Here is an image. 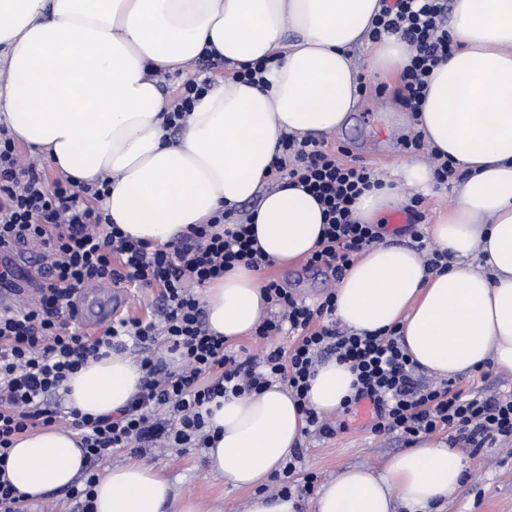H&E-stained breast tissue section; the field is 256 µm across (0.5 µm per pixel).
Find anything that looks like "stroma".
I'll return each mask as SVG.
<instances>
[{
	"instance_id": "obj_1",
	"label": "stroma",
	"mask_w": 512,
	"mask_h": 512,
	"mask_svg": "<svg viewBox=\"0 0 512 512\" xmlns=\"http://www.w3.org/2000/svg\"><path fill=\"white\" fill-rule=\"evenodd\" d=\"M360 81L366 87L360 105L351 113L349 123L332 133L335 145L347 147L351 158L369 163L379 176L386 177L398 169L403 160L423 161L424 155L404 148L405 139L415 130L413 116L403 108L397 94L402 87L399 76H380L361 70ZM384 87V97H377V87ZM453 187L437 185L434 194L423 196L415 217L399 226L398 240L412 241L413 231H427L450 205ZM268 276L287 284L293 294L306 302L320 301L334 291L337 282L324 270L306 267L304 260L271 266ZM368 406L359 407L348 417V427L330 440L304 438V454L297 462L293 481L304 474L317 473L319 482L336 478L348 465L378 467L388 457L406 449L405 440L396 435L371 434L365 427ZM154 464L170 480L176 491L195 498L201 512H244L250 492L227 484L206 466L200 448L172 449ZM471 477L463 499L446 505L444 512H512V439L499 447L470 458Z\"/></svg>"
}]
</instances>
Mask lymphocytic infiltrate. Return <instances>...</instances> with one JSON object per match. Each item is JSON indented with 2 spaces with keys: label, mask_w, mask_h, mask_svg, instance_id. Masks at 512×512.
<instances>
[{
  "label": "lymphocytic infiltrate",
  "mask_w": 512,
  "mask_h": 512,
  "mask_svg": "<svg viewBox=\"0 0 512 512\" xmlns=\"http://www.w3.org/2000/svg\"><path fill=\"white\" fill-rule=\"evenodd\" d=\"M447 11V0H382L373 20L371 40L395 35L410 48L400 95L409 112H420L428 77L451 54ZM270 174L303 186L323 207L321 239L308 266L343 278L379 241L378 225L353 216L374 172L360 161L340 160L327 137L285 136ZM108 193L105 182L78 186L67 178L48 180L46 172L19 158L14 137L0 127V247L37 246L42 269L34 296L17 297L0 310V512H24L5 464L16 438L39 426L69 423L80 432L85 458L93 464L124 448L156 454L205 448L210 403L261 391L275 379L294 394L305 433L334 438L345 423L329 422L306 405L311 377L332 356L357 376L345 412L369 404L367 427L373 434L396 432L413 442L445 428L451 445L475 454L512 436L511 396L466 395L455 380L420 379L397 329L365 336L339 329L332 294L309 305L279 280L265 279L263 294L275 312L255 330L259 347L247 355L232 350L210 333L196 290L238 265L269 267L252 225L227 209L162 248L131 239L112 223L100 206ZM96 282L156 289L159 304L149 317L123 316L99 334L86 335L72 328L69 304ZM285 331L295 335L288 348L275 341ZM128 348L146 377L142 391L123 409L94 416L65 406L61 388L70 374L89 360Z\"/></svg>",
  "instance_id": "obj_1"
}]
</instances>
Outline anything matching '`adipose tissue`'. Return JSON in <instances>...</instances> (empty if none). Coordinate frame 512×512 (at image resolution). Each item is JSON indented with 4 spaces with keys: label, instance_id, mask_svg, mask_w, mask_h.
Here are the masks:
<instances>
[{
    "label": "adipose tissue",
    "instance_id": "adipose-tissue-1",
    "mask_svg": "<svg viewBox=\"0 0 512 512\" xmlns=\"http://www.w3.org/2000/svg\"><path fill=\"white\" fill-rule=\"evenodd\" d=\"M380 8V0H0V126L75 182L109 181L113 224L161 247L261 195L257 245L285 264L316 249L322 208L298 186L262 193L263 180L284 136L336 131L355 111L352 51L367 44ZM448 32L456 47L434 68L415 120L460 175L451 207L429 231L447 266L432 271L416 248L373 244L338 285L335 317L361 335L397 328L429 376L488 367L512 376V0H453ZM206 52L227 76L169 127L173 104L156 74L186 70ZM262 61V83L240 78ZM433 182L425 165L404 163L358 198L354 216L374 223ZM201 301L209 330L229 341L253 332L269 310L258 274L242 266L206 285ZM142 378L129 356L113 352L67 379V401L112 413ZM354 379L348 364L324 360L309 406L338 414ZM210 410L208 467L252 489L244 512H299L298 497L263 491L303 437L288 389L274 382L216 399ZM85 466L77 433L48 427L16 442L6 473L38 499L73 485ZM468 473L464 451L424 437L380 469L345 467L322 484L314 512H442ZM94 495L95 512H199L146 462L106 468Z\"/></svg>",
    "mask_w": 512,
    "mask_h": 512
}]
</instances>
